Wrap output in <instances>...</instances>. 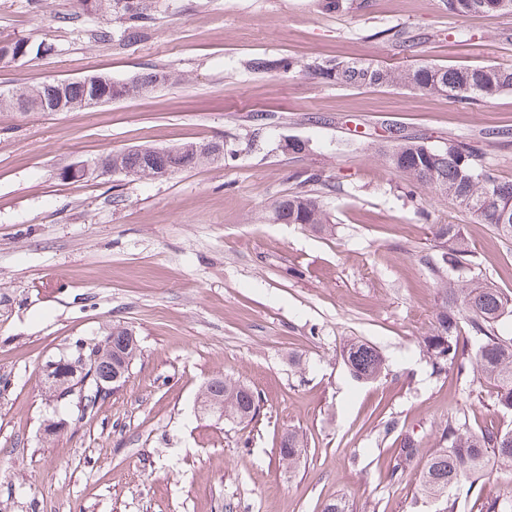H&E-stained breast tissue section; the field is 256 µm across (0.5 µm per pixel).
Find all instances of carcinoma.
<instances>
[{
  "label": "carcinoma",
  "mask_w": 512,
  "mask_h": 512,
  "mask_svg": "<svg viewBox=\"0 0 512 512\" xmlns=\"http://www.w3.org/2000/svg\"><path fill=\"white\" fill-rule=\"evenodd\" d=\"M448 13L466 17L476 13L511 14L512 0H446ZM112 13L120 16L123 38L136 41L143 38L154 20L142 0H113ZM0 44L11 50L26 49L27 54H41L49 48L32 49L25 38H0ZM294 63H283L266 57L247 60L246 67L254 73L291 69ZM303 70L332 84L382 88L402 86L431 95L459 100H486L512 91V67L487 65L481 67H439L421 64L405 68L373 66L357 60L325 59L303 65ZM161 71L155 70L131 80L112 84V95L125 98L139 86L156 82ZM389 168L403 176L408 195L415 189L427 187L435 194L451 198L483 224L494 227L497 235L512 242V221L502 223V216L512 210V180L498 178L486 167L478 149L463 143L448 141L430 145L397 131L386 141L383 151ZM113 161L133 172L132 178L149 177L147 164L137 152H118ZM276 218L284 224H305L314 229L327 228V216L319 196L296 192L279 201ZM432 234L446 244L440 263L448 280L437 315L433 334L423 338V352L433 369L441 372L455 368L461 374L492 383L497 389L498 405L512 412V336L505 337L497 329L498 322L512 313V297L486 284L473 271L472 247L458 224H434ZM466 324L479 340L472 353L459 342V325ZM112 351H100L95 344L86 351L89 368L99 374L111 370L113 353L120 352L127 361L135 359L138 347L125 328H112ZM351 375L361 381L377 379L385 369L379 351L371 344L351 339L341 353ZM207 394L224 406V415L240 422L250 421L257 412L253 391L237 381L226 379L207 389ZM416 453L414 441L403 442L391 468L390 477L402 475L403 464ZM306 454L304 438L295 431L286 433L280 442L279 459L293 467ZM512 469V429L500 432H474L465 425L448 419L441 429L439 448L435 449L421 470L418 494L426 499L447 497L445 512H455L457 500L452 491L465 482L502 469Z\"/></svg>",
  "instance_id": "obj_1"
}]
</instances>
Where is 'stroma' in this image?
I'll return each mask as SVG.
<instances>
[{"label":"stroma","mask_w":512,"mask_h":512,"mask_svg":"<svg viewBox=\"0 0 512 512\" xmlns=\"http://www.w3.org/2000/svg\"><path fill=\"white\" fill-rule=\"evenodd\" d=\"M147 38L122 40L89 0H0V37L51 45L0 63V91L48 78L128 82L153 69L178 83L73 112H0V512H436L420 471L448 417L474 431L512 429L495 388L433 372L421 341L442 288L428 261L432 227L461 225L476 273L512 294V243L447 198L417 189L378 151L385 125L480 149L512 179V92L465 103L404 87L339 86L302 64L512 66V14L449 15L445 0H148ZM416 41L400 53L384 29ZM111 38L96 39L99 30ZM293 60L254 73L247 59ZM272 112L265 125L254 117ZM297 139L306 149L289 153ZM221 140L232 159L168 177L63 180L73 158L132 146ZM339 178L321 194L332 225L273 222L299 176ZM131 328L128 381L94 409L58 397L47 361L77 339ZM387 370L354 380L351 338ZM250 387L251 422L199 413L205 382ZM64 421L45 437V420ZM307 454L279 460L283 433ZM418 450L402 480L388 468L405 437Z\"/></svg>","instance_id":"stroma-1"}]
</instances>
